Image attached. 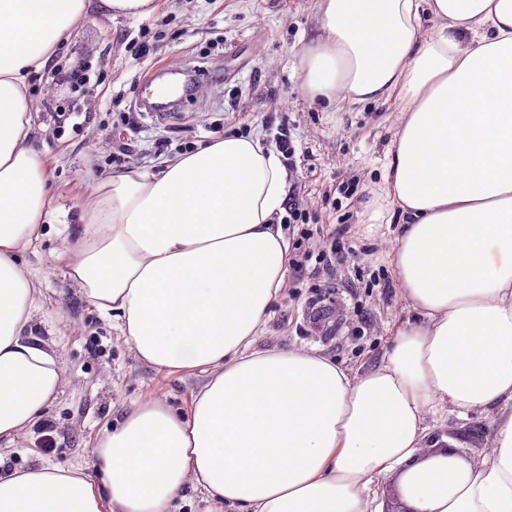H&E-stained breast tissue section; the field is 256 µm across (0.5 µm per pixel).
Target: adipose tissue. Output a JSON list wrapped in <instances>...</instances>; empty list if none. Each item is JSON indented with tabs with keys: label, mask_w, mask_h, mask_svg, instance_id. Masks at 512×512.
<instances>
[{
	"label": "adipose tissue",
	"mask_w": 512,
	"mask_h": 512,
	"mask_svg": "<svg viewBox=\"0 0 512 512\" xmlns=\"http://www.w3.org/2000/svg\"><path fill=\"white\" fill-rule=\"evenodd\" d=\"M86 0H0V441L66 385L35 338V276L16 260L50 224L28 79ZM439 23L425 33L422 15ZM301 89L401 112L384 200L415 314L381 363L351 374L317 349L254 350L286 285L289 173L260 135L100 179L68 276L137 359L208 377L189 406L140 400L101 438L95 485L59 466L0 469V512H512V0H319ZM490 412L489 451L432 424Z\"/></svg>",
	"instance_id": "1"
}]
</instances>
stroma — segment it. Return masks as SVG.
I'll return each instance as SVG.
<instances>
[{
	"label": "stroma",
	"mask_w": 512,
	"mask_h": 512,
	"mask_svg": "<svg viewBox=\"0 0 512 512\" xmlns=\"http://www.w3.org/2000/svg\"><path fill=\"white\" fill-rule=\"evenodd\" d=\"M144 17L106 16L90 0L55 50L64 70L89 76L81 89L34 75L32 147L45 161L50 206L77 215L103 177L193 151L226 131L274 141L286 125L296 153L286 168L289 201L303 224L284 223L291 243L309 252L303 277L288 275L256 349L315 346L352 373L381 360L413 315L391 265L398 236L384 210V165L398 120L395 101L329 106L306 98L297 61L316 26L317 0H154ZM146 46L139 55L137 46ZM160 63L208 70L177 116L161 120L146 109L143 78ZM308 239H301L302 230ZM72 227L18 256L36 271L43 303L34 313L36 337L56 344L68 384L41 420L11 446L7 464L73 467L94 476V449L106 428L133 404L155 396L185 407L206 380L201 371L169 375L138 360L111 318L100 314L68 277ZM336 249L330 267L319 251ZM437 433L460 437L466 454L486 452L488 415H449Z\"/></svg>",
	"instance_id": "stroma-1"
}]
</instances>
